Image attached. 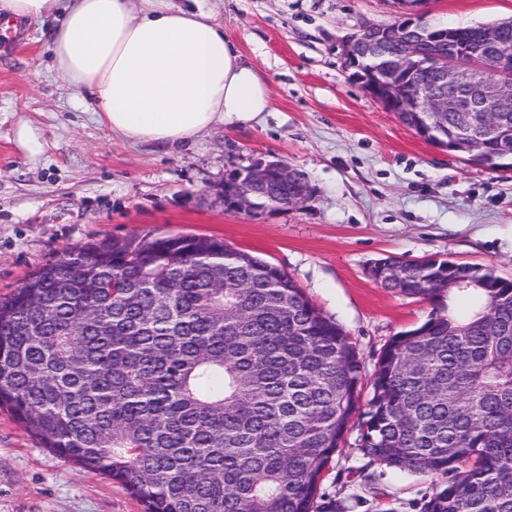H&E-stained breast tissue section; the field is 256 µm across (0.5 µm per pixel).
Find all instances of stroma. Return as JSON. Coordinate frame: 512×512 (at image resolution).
Wrapping results in <instances>:
<instances>
[{
    "label": "stroma",
    "instance_id": "obj_1",
    "mask_svg": "<svg viewBox=\"0 0 512 512\" xmlns=\"http://www.w3.org/2000/svg\"><path fill=\"white\" fill-rule=\"evenodd\" d=\"M266 78L272 110L174 147L131 143L100 127L80 94L48 69L33 26L0 36V297L76 246L135 234H196L284 269L355 343L365 376L397 333L426 321L428 301L382 288L377 258L430 256L512 278V171L423 141L349 76L341 41L394 22L388 0H197ZM512 0H429L425 22L482 25ZM32 130L21 144V128ZM273 155L314 189L305 204L244 214L224 181ZM443 479L367 465L350 429L325 472L321 505L420 512ZM0 512H144L109 477L44 448L0 410Z\"/></svg>",
    "mask_w": 512,
    "mask_h": 512
}]
</instances>
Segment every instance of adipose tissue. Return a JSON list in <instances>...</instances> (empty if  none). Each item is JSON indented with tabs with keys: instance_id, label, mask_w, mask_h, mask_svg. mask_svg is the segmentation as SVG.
<instances>
[{
	"instance_id": "obj_1",
	"label": "adipose tissue",
	"mask_w": 512,
	"mask_h": 512,
	"mask_svg": "<svg viewBox=\"0 0 512 512\" xmlns=\"http://www.w3.org/2000/svg\"><path fill=\"white\" fill-rule=\"evenodd\" d=\"M0 20L48 28L52 70L130 142L177 145L271 109L260 70L199 9L170 0H0Z\"/></svg>"
}]
</instances>
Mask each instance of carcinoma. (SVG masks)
<instances>
[{
  "label": "carcinoma",
  "instance_id": "cac0c4a2",
  "mask_svg": "<svg viewBox=\"0 0 512 512\" xmlns=\"http://www.w3.org/2000/svg\"><path fill=\"white\" fill-rule=\"evenodd\" d=\"M498 122L475 163L506 171L512 112ZM382 261L404 271L375 267L381 287L432 310L381 352L365 402L355 345L286 272L148 233L74 247L0 300V408L144 512H343L317 498L355 418L366 466L448 477L421 512H512V280Z\"/></svg>",
  "mask_w": 512,
  "mask_h": 512
}]
</instances>
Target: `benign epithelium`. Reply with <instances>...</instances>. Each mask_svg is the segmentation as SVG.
<instances>
[{"label": "benign epithelium", "mask_w": 512, "mask_h": 512, "mask_svg": "<svg viewBox=\"0 0 512 512\" xmlns=\"http://www.w3.org/2000/svg\"><path fill=\"white\" fill-rule=\"evenodd\" d=\"M397 17L395 30L379 31L366 24L361 34L348 36L341 44L345 68L363 78L365 91L380 103L397 99L401 112H422L427 121L421 138L437 142L434 131L447 112H465L472 117L452 141L458 149L472 151L482 138L497 134L496 113L512 112V55L495 49L497 33L485 31L483 47L475 48L460 34H448L423 23L428 0H389ZM492 63L499 80L478 79L484 59ZM435 77L430 87L424 75ZM293 169L278 158L266 155L250 159L234 170V180L225 190V200L235 209L249 212L258 205L257 189L273 177L287 182Z\"/></svg>", "instance_id": "1"}]
</instances>
